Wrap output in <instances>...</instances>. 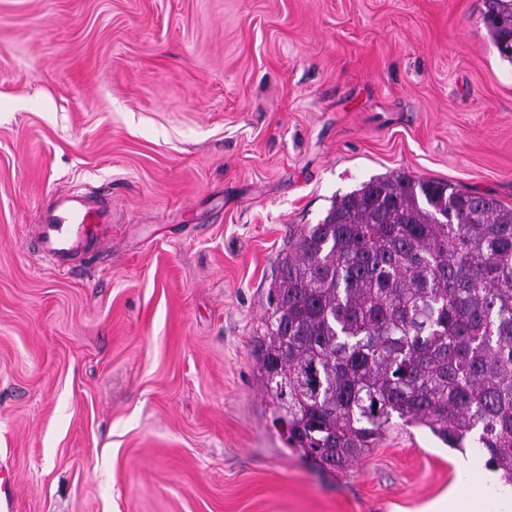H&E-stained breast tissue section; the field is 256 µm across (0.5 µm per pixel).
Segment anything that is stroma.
Wrapping results in <instances>:
<instances>
[{
    "instance_id": "stroma-1",
    "label": "stroma",
    "mask_w": 512,
    "mask_h": 512,
    "mask_svg": "<svg viewBox=\"0 0 512 512\" xmlns=\"http://www.w3.org/2000/svg\"><path fill=\"white\" fill-rule=\"evenodd\" d=\"M483 0H0V465L16 512H416L457 451L395 425L331 474L255 370L291 229L403 172L512 206ZM104 198L108 264L32 240Z\"/></svg>"
}]
</instances>
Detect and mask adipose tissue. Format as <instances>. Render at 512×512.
Here are the masks:
<instances>
[{"label":"adipose tissue","instance_id":"1","mask_svg":"<svg viewBox=\"0 0 512 512\" xmlns=\"http://www.w3.org/2000/svg\"><path fill=\"white\" fill-rule=\"evenodd\" d=\"M458 474L454 487L426 505L422 512H512V492L493 500L473 490L472 484L476 481L495 484L496 479L490 473L475 475L470 461L464 459L458 465Z\"/></svg>","mask_w":512,"mask_h":512}]
</instances>
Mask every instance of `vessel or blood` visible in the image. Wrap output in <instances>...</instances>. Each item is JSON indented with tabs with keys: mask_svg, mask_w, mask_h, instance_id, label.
<instances>
[{
	"mask_svg": "<svg viewBox=\"0 0 512 512\" xmlns=\"http://www.w3.org/2000/svg\"><path fill=\"white\" fill-rule=\"evenodd\" d=\"M110 227L107 209L86 203L79 195H58L42 213L37 226L38 253L58 262L70 273L102 264L101 247Z\"/></svg>",
	"mask_w": 512,
	"mask_h": 512,
	"instance_id": "vessel-or-blood-1",
	"label": "vessel or blood"
}]
</instances>
